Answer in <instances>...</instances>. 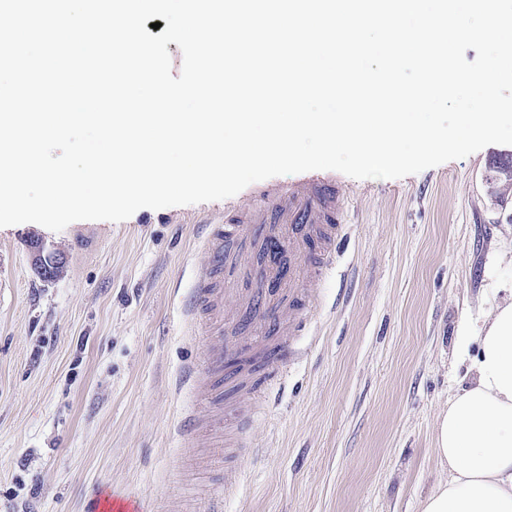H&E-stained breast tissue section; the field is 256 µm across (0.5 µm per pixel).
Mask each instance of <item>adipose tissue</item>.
I'll return each mask as SVG.
<instances>
[{
  "label": "adipose tissue",
  "mask_w": 512,
  "mask_h": 512,
  "mask_svg": "<svg viewBox=\"0 0 512 512\" xmlns=\"http://www.w3.org/2000/svg\"><path fill=\"white\" fill-rule=\"evenodd\" d=\"M471 380L436 425L448 478L421 512H512V300L478 328Z\"/></svg>",
  "instance_id": "1"
}]
</instances>
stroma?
Listing matches in <instances>:
<instances>
[{"label":"stroma","instance_id":"obj_1","mask_svg":"<svg viewBox=\"0 0 512 512\" xmlns=\"http://www.w3.org/2000/svg\"><path fill=\"white\" fill-rule=\"evenodd\" d=\"M492 144L399 179L336 181L351 202L336 267L310 290L308 328L268 365L272 390L224 371L213 412L259 403L223 448L184 449L173 427L205 392L178 388L202 343L180 300L206 262L198 227L248 208L263 182L122 222L0 228V512H86L94 490L143 512H420L448 478L434 432L470 381L475 327L512 298V191L493 194ZM64 258L39 277L28 244Z\"/></svg>","mask_w":512,"mask_h":512}]
</instances>
